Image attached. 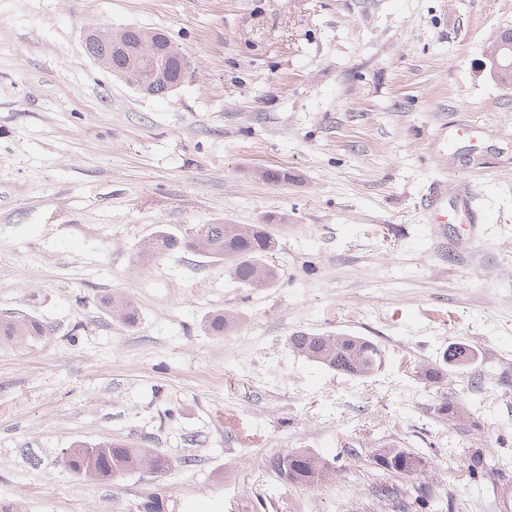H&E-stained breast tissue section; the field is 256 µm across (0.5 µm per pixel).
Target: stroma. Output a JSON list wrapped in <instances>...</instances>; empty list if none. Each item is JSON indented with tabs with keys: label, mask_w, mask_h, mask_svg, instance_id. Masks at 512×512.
<instances>
[{
	"label": "stroma",
	"mask_w": 512,
	"mask_h": 512,
	"mask_svg": "<svg viewBox=\"0 0 512 512\" xmlns=\"http://www.w3.org/2000/svg\"><path fill=\"white\" fill-rule=\"evenodd\" d=\"M105 26L165 33L187 81L155 98L113 76L83 43ZM510 28L512 0H0V317L47 328L0 343V503L137 512L154 490L168 512H499L512 88L488 50ZM458 123L477 138L439 153L437 131ZM439 180L480 216L467 240L418 208ZM270 216V288L190 251L141 256L161 229ZM297 332L368 338L385 365L337 373L289 348ZM457 343L473 361L425 380ZM443 400L465 422L442 419ZM110 440L187 464L99 482L57 462ZM386 446L423 469L383 471ZM302 450L333 477L281 480L274 459Z\"/></svg>",
	"instance_id": "obj_1"
}]
</instances>
